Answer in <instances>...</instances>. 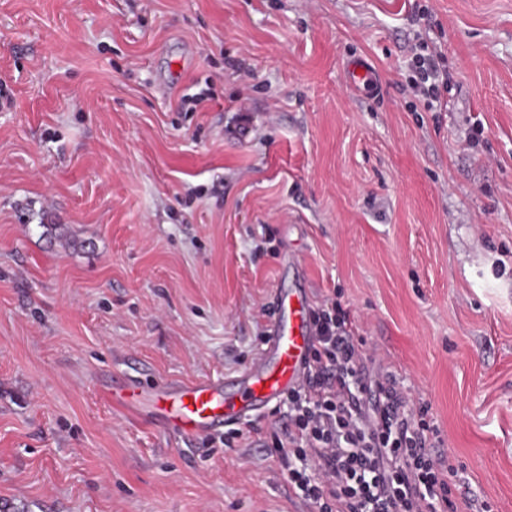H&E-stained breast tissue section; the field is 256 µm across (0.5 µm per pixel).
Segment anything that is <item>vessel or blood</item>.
Listing matches in <instances>:
<instances>
[{
  "mask_svg": "<svg viewBox=\"0 0 512 512\" xmlns=\"http://www.w3.org/2000/svg\"><path fill=\"white\" fill-rule=\"evenodd\" d=\"M348 82L355 88L374 85L371 64L353 60ZM275 309L264 348L242 373L234 394H227L219 380L170 382L155 389L127 381L113 386V400L130 413L147 414L168 429L197 438L250 420L297 387L308 371L315 327L307 291L279 289Z\"/></svg>",
  "mask_w": 512,
  "mask_h": 512,
  "instance_id": "vessel-or-blood-1",
  "label": "vessel or blood"
}]
</instances>
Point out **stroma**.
<instances>
[{"instance_id":"1","label":"stroma","mask_w":512,"mask_h":512,"mask_svg":"<svg viewBox=\"0 0 512 512\" xmlns=\"http://www.w3.org/2000/svg\"><path fill=\"white\" fill-rule=\"evenodd\" d=\"M0 92V504L310 512L271 416L228 448L111 397L237 379L292 256L512 512V0H0ZM418 47L420 52L415 54L413 64L418 71L419 82L413 90L427 99L428 107H434V103L441 106L442 96L448 92V72L434 45L429 46L427 41H422ZM348 83L354 87L373 86L375 75L371 64L365 59H355L349 66Z\"/></svg>"}]
</instances>
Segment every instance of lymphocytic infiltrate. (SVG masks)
Instances as JSON below:
<instances>
[{
	"label": "lymphocytic infiltrate",
	"instance_id": "obj_1",
	"mask_svg": "<svg viewBox=\"0 0 512 512\" xmlns=\"http://www.w3.org/2000/svg\"><path fill=\"white\" fill-rule=\"evenodd\" d=\"M415 93L440 103L448 72L436 47L420 42ZM308 375L283 400L288 425L271 431L269 455L312 512H458L457 476L436 450L444 440L427 403L395 371L367 367L366 340L335 295L312 310Z\"/></svg>",
	"mask_w": 512,
	"mask_h": 512
}]
</instances>
